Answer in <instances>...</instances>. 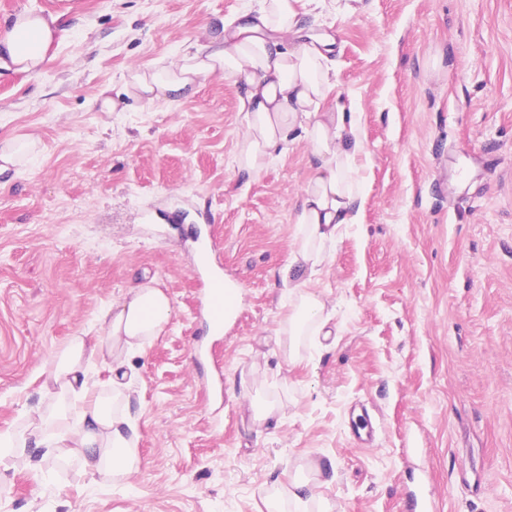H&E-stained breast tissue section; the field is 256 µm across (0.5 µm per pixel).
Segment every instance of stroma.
I'll return each instance as SVG.
<instances>
[{"mask_svg":"<svg viewBox=\"0 0 512 512\" xmlns=\"http://www.w3.org/2000/svg\"><path fill=\"white\" fill-rule=\"evenodd\" d=\"M258 0H0L57 17L41 74L0 67V141L40 149L0 177V433L51 404L52 356L143 277L175 314L124 370L139 439L126 480L50 455L0 474V512H512V0H359L304 26L331 36L330 102L363 136L364 204L307 285L323 330L286 346L280 270L313 176L303 140L260 173L233 163L242 83L134 99L130 70L168 63ZM244 290L214 335L199 316L200 233ZM277 414L255 425V402ZM377 428L351 434L354 409ZM310 478L319 498L288 494Z\"/></svg>","mask_w":512,"mask_h":512,"instance_id":"stroma-1","label":"stroma"}]
</instances>
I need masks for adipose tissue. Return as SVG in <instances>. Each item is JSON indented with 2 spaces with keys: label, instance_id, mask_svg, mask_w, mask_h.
Segmentation results:
<instances>
[{
  "label": "adipose tissue",
  "instance_id": "adipose-tissue-1",
  "mask_svg": "<svg viewBox=\"0 0 512 512\" xmlns=\"http://www.w3.org/2000/svg\"><path fill=\"white\" fill-rule=\"evenodd\" d=\"M326 0H259L257 14L166 66L137 68L128 84L145 103H175L192 94L206 78L221 74L242 81L240 110L247 132L239 142V172L254 175L281 155L296 137L312 148L314 176L306 183L296 214L297 247L281 270L290 297L282 335L295 337L313 324L322 300L308 292L310 275L324 260L327 243L345 224L356 223L363 202L359 159L363 138L344 107L325 108L335 87L328 42H296L303 15ZM62 33L53 16L17 15L0 53L15 71L39 74L53 42ZM173 314V301L153 283L127 291L103 321L99 336L78 334L57 354L48 378L57 396L48 411L25 417L0 433V469L38 450L65 457L79 455L92 474L114 478L136 471L137 428L128 412V385L113 380L111 394L86 386L91 364L143 351Z\"/></svg>",
  "mask_w": 512,
  "mask_h": 512
}]
</instances>
